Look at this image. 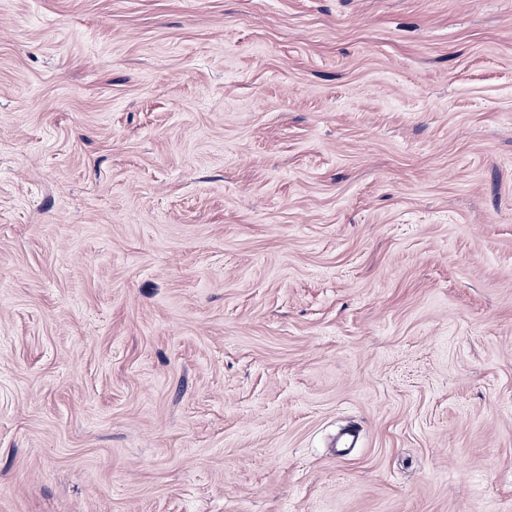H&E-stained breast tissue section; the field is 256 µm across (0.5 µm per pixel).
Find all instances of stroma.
<instances>
[{
    "mask_svg": "<svg viewBox=\"0 0 512 512\" xmlns=\"http://www.w3.org/2000/svg\"><path fill=\"white\" fill-rule=\"evenodd\" d=\"M0 512H512V0H0Z\"/></svg>",
    "mask_w": 512,
    "mask_h": 512,
    "instance_id": "35a3bbf8",
    "label": "stroma"
}]
</instances>
